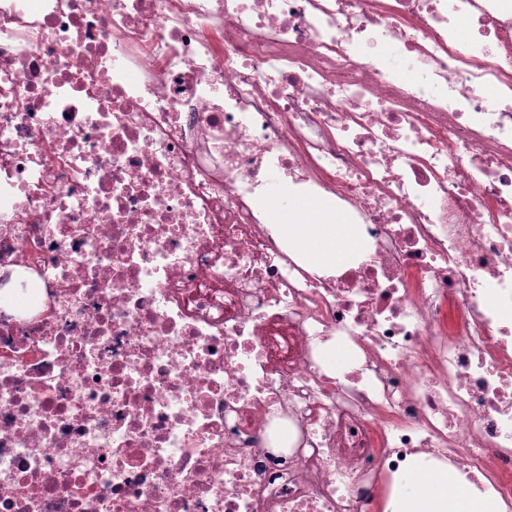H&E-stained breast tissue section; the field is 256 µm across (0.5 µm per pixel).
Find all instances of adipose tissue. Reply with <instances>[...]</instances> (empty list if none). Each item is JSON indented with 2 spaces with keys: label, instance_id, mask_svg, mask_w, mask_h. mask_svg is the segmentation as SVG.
Segmentation results:
<instances>
[{
  "label": "adipose tissue",
  "instance_id": "ef3b65f1",
  "mask_svg": "<svg viewBox=\"0 0 512 512\" xmlns=\"http://www.w3.org/2000/svg\"><path fill=\"white\" fill-rule=\"evenodd\" d=\"M283 234L292 240L298 257L314 269H329L355 250L358 239L353 225L317 220L310 224H286ZM387 512H494L493 504L461 489L449 490L448 474L440 471L427 479H415L411 493L389 500Z\"/></svg>",
  "mask_w": 512,
  "mask_h": 512
}]
</instances>
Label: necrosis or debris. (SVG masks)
<instances>
[{
    "label": "necrosis or debris",
    "instance_id": "4bbe7bcc",
    "mask_svg": "<svg viewBox=\"0 0 512 512\" xmlns=\"http://www.w3.org/2000/svg\"><path fill=\"white\" fill-rule=\"evenodd\" d=\"M274 184L363 251L309 270ZM442 466L512 512V0H0V512Z\"/></svg>",
    "mask_w": 512,
    "mask_h": 512
}]
</instances>
